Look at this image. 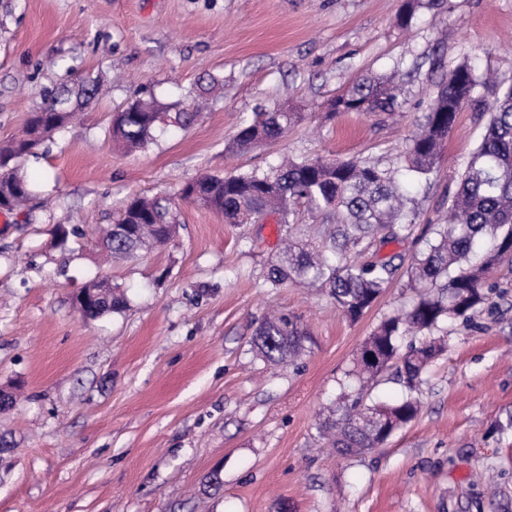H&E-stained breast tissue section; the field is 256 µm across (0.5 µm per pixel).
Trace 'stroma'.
<instances>
[{
    "label": "stroma",
    "instance_id": "1",
    "mask_svg": "<svg viewBox=\"0 0 512 512\" xmlns=\"http://www.w3.org/2000/svg\"><path fill=\"white\" fill-rule=\"evenodd\" d=\"M403 0H0V143L24 126L44 88L72 76L106 93L54 131L25 170L46 208L0 219V512H512V269L490 302L448 326L421 386L418 416L379 448L342 456L319 432L353 358L380 322L408 307V268L441 223L480 143L495 88L512 85V0H447L397 22ZM470 60L478 87L444 140L429 182L410 185L409 235L366 241L392 260V282L358 320L327 289L267 280L276 215L229 224L180 206L174 241L134 259L95 247L132 195L176 196L204 174L266 171L283 157L401 155L443 74ZM397 73L395 115L327 105L356 78ZM216 88L190 127L128 153L107 130L147 87L162 103ZM303 119L286 137L235 155L238 131L282 99ZM84 235L55 246L54 225ZM125 290L122 312L84 319L88 281ZM309 333L294 365L250 345L268 309ZM221 477L212 487V474Z\"/></svg>",
    "mask_w": 512,
    "mask_h": 512
}]
</instances>
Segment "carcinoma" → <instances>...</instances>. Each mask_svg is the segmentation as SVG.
I'll return each mask as SVG.
<instances>
[{
	"label": "carcinoma",
	"mask_w": 512,
	"mask_h": 512,
	"mask_svg": "<svg viewBox=\"0 0 512 512\" xmlns=\"http://www.w3.org/2000/svg\"><path fill=\"white\" fill-rule=\"evenodd\" d=\"M444 4L445 0H405L398 24L407 26L419 10ZM478 85L479 75L468 61L444 75L435 98L439 111L426 113L404 151L402 170L408 179L428 181L457 112L474 100ZM98 93V83L85 79L70 87L45 90L40 111L20 134L0 146V194L8 197L0 205L3 210L11 213L31 200L33 187L23 171L31 135L37 131L40 138L49 137L75 112L67 109L54 125L51 111L55 107L73 97L85 107ZM137 93L143 100L140 119L128 121L119 131L109 129L112 141L130 151L146 148L159 130L188 126L200 115L205 99L200 93L167 105L142 88ZM400 107L392 78L363 76L330 102L329 114L391 115ZM487 110L490 118L484 137L471 153L449 200L448 223L437 225L435 237L426 242L409 267L408 286L415 290V298L408 309L382 321L365 341L379 353L382 363L359 357L347 373L359 381V388L353 395L341 394V404L321 422L323 436L342 454L380 447L397 428L417 416L420 402L416 394L427 368L445 349L436 333L450 320L470 321L488 303L489 273L512 259V86L495 93ZM301 118V113L286 106L277 112H263L238 132L233 147L247 150L275 140ZM194 187L200 194L192 203L224 215L232 224H249L259 213H274L279 223L287 226L298 203L336 219L318 245L286 230L280 260L269 268L268 281L274 288L292 278L319 284L329 290L336 308L352 320L359 319L388 288L393 268L389 261L354 262L348 253L377 236L385 244L410 233L417 216L402 181L374 160L301 159L230 177L206 174L186 183L180 193L187 196L188 189ZM177 223L178 211L170 199L136 196L126 201L119 218L103 228L96 241L101 251L111 256L130 257L169 242L168 225ZM125 307L124 296L109 288L104 296L90 299L83 312L96 319ZM408 335L415 341L402 352L399 341ZM306 341L307 332L295 318L272 313L256 329L252 347L268 363L294 364L305 354ZM393 366L405 388V398L395 405L365 403L371 387Z\"/></svg>",
	"instance_id": "cac0c4a2"
}]
</instances>
